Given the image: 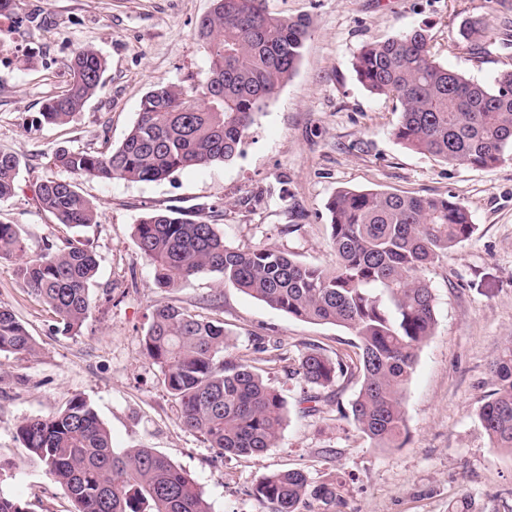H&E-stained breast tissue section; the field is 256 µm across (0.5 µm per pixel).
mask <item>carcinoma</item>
<instances>
[{"label":"carcinoma","mask_w":512,"mask_h":512,"mask_svg":"<svg viewBox=\"0 0 512 512\" xmlns=\"http://www.w3.org/2000/svg\"><path fill=\"white\" fill-rule=\"evenodd\" d=\"M309 20L273 16L263 0H211L197 37L208 59L188 86L155 85L138 118L110 151L62 148L54 167L69 177L36 185L40 208L73 230L67 245L26 259L15 224L0 222V259L15 260L16 278L77 335L91 312L99 263L85 229L96 223L92 202L71 177L156 182L177 172L233 160L256 116L290 79L309 36ZM489 19L470 16L458 28L471 50L484 52ZM360 82L400 106L395 137L406 148L451 164L491 169L512 155V69L480 82L436 61L426 30L412 29L364 44L355 56ZM64 93L48 100L38 121L66 124L97 93L107 68L91 47L67 63ZM19 157L0 150V202L18 186ZM328 246L335 266L305 264L288 252L226 242L214 224L167 210L143 216L133 240L159 288L215 273L220 283L300 320L333 324L356 338V358L334 359L318 347L297 358L291 374L328 387L358 375L349 408L339 409L376 446L403 445V392L417 350L433 334L435 297L425 273L476 231L468 209L445 197L338 189L327 201ZM177 402L182 424L226 456L257 457L276 446L285 400L257 367L226 358L224 324L160 303L142 338ZM35 351L12 310L0 306V352ZM492 388L477 416L494 448L512 452V339L489 363ZM16 435L64 486L76 512H211L201 489L152 448L112 447L110 432L82 398L51 417L22 420ZM343 483L314 481L301 471L269 474L253 489L261 512H336Z\"/></svg>","instance_id":"cac0c4a2"}]
</instances>
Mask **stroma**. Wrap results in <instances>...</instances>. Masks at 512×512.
I'll list each match as a JSON object with an SVG mask.
<instances>
[{"label": "stroma", "mask_w": 512, "mask_h": 512, "mask_svg": "<svg viewBox=\"0 0 512 512\" xmlns=\"http://www.w3.org/2000/svg\"><path fill=\"white\" fill-rule=\"evenodd\" d=\"M211 0H17L0 16V150L21 162L19 187L0 203V221L18 225L28 257L64 247L71 232L43 212L32 187L58 176L56 149L119 146L140 102L160 82L189 84L207 65L196 36ZM272 15L306 18L310 34L294 75L252 126L232 161L189 169L158 182L77 179L95 205L87 230L99 272L91 312L78 335L0 261V305L35 342L31 354L0 353V495L29 512H74L64 487L16 436L22 420L85 399L116 448L145 446L166 456L203 492L213 512H261L256 484L299 469L313 480L343 477L342 512H448L469 495L475 512H512V454L492 448L477 412L490 389L488 364L512 338V160L492 169L454 165L408 150L393 135L395 100L370 93L354 59L367 42L426 29L435 59L481 82L512 69V0H264ZM491 20L486 55L460 42L462 19ZM107 60L104 84L64 125L38 123L43 103L70 81L66 63L81 47ZM449 197L463 204L475 233L427 277L435 295L434 333L417 351L404 393L407 439L379 448L338 410L358 378H344L306 402L310 388L288 362L306 346L354 352L352 334L288 316L201 274L159 289L133 241L145 214L179 210L216 224L235 246L288 250L306 264L332 267L327 199L337 189ZM168 302L222 322L228 358L261 368L286 400L275 448L256 458L222 457L181 423L162 375L145 356L148 315ZM280 342L260 353L258 342Z\"/></svg>", "instance_id": "obj_1"}]
</instances>
